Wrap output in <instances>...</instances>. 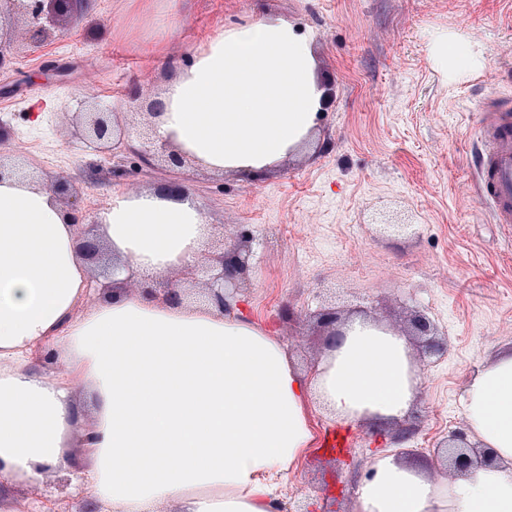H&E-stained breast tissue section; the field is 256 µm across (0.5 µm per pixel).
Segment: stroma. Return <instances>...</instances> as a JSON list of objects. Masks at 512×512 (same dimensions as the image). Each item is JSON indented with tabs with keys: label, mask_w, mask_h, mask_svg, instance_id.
Instances as JSON below:
<instances>
[{
	"label": "stroma",
	"mask_w": 512,
	"mask_h": 512,
	"mask_svg": "<svg viewBox=\"0 0 512 512\" xmlns=\"http://www.w3.org/2000/svg\"><path fill=\"white\" fill-rule=\"evenodd\" d=\"M283 16L312 33L328 102L310 137L256 176L186 165L181 177L211 227L207 253L245 245L251 264L238 308L312 372L325 351L316 315L364 316L407 334L414 315L448 340L436 357L412 353L421 377L410 418L388 429L340 425L310 414L316 441L289 468L280 507L354 512L357 486L380 453L441 468L440 443L466 431L467 378L512 345V226L494 223L479 196L477 103L512 98V0H94L83 22L36 47L19 41L0 65V154L23 153L42 178H68L85 209L113 194H139L166 177L130 150L101 151L79 135L75 116L97 103L129 130L173 78L170 58L224 25ZM484 51L478 72L448 76L435 55L448 33ZM158 38L161 49L143 46ZM138 110H130V100ZM411 216L420 230L394 236L378 210ZM345 431L340 466L324 444ZM41 487L13 479V512H85L93 490Z\"/></svg>",
	"instance_id": "1"
}]
</instances>
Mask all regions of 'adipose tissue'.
I'll list each match as a JSON object with an SVG mask.
<instances>
[{
    "instance_id": "1",
    "label": "adipose tissue",
    "mask_w": 512,
    "mask_h": 512,
    "mask_svg": "<svg viewBox=\"0 0 512 512\" xmlns=\"http://www.w3.org/2000/svg\"><path fill=\"white\" fill-rule=\"evenodd\" d=\"M438 60L454 74L483 55L451 34ZM160 99L155 132L173 149L256 174L308 138L326 89L312 36L271 16L210 37ZM99 221L115 267L97 282L54 195L0 182V475L38 486L69 473L79 426L92 460L80 479L102 512H278L281 478L314 442L310 409L380 426L411 412L420 379L406 335L352 318L308 375L237 312L122 290L129 275L149 285L201 261L210 226L192 198L116 196ZM37 348L62 374L34 369ZM463 414L494 464L446 476L379 454L355 512H512V348L469 377Z\"/></svg>"
}]
</instances>
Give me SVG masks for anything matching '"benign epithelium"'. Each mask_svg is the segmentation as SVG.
Listing matches in <instances>:
<instances>
[{"label": "benign epithelium", "instance_id": "1", "mask_svg": "<svg viewBox=\"0 0 512 512\" xmlns=\"http://www.w3.org/2000/svg\"><path fill=\"white\" fill-rule=\"evenodd\" d=\"M84 0H0V18L7 15L14 21L26 20L25 34L35 44L49 43L54 38L55 29L62 22H75L83 16L81 3ZM112 113L94 109L79 113V127L85 140L97 149L107 147L115 135L111 119ZM140 153L147 164L155 160L167 163L169 171L174 172L185 166L186 156L171 149L170 145L157 136L145 139ZM80 256L90 264H99L105 260L103 244L94 235L84 234L78 239ZM250 252L237 247L229 252H221L206 258L205 282L206 297L221 311L231 309L229 298L239 290V283L248 266ZM437 328L429 318L416 315L412 319V335L421 340L425 353L435 356L448 350V340L436 334ZM443 447L451 455V465L463 470L473 464V458L486 460L487 453L478 450L469 443L464 434L454 432L443 442Z\"/></svg>", "mask_w": 512, "mask_h": 512}]
</instances>
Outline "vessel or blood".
Wrapping results in <instances>:
<instances>
[{
    "label": "vessel or blood",
    "mask_w": 512,
    "mask_h": 512,
    "mask_svg": "<svg viewBox=\"0 0 512 512\" xmlns=\"http://www.w3.org/2000/svg\"><path fill=\"white\" fill-rule=\"evenodd\" d=\"M476 175L481 199L494 223L512 224V106L499 96L484 97Z\"/></svg>",
    "instance_id": "1"
}]
</instances>
